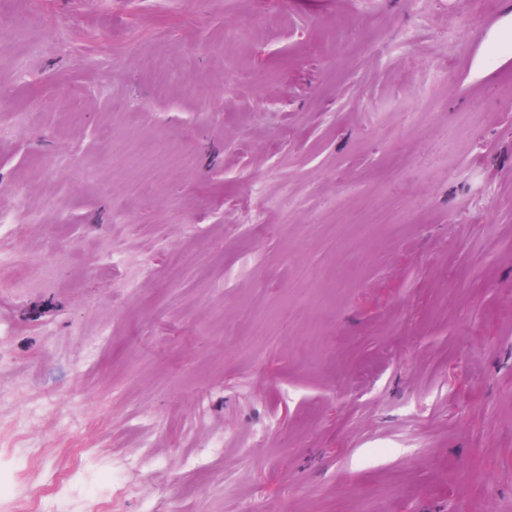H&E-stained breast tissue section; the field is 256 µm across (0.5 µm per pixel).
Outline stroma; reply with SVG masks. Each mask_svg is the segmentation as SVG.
I'll use <instances>...</instances> for the list:
<instances>
[{"label": "stroma", "instance_id": "1", "mask_svg": "<svg viewBox=\"0 0 512 512\" xmlns=\"http://www.w3.org/2000/svg\"><path fill=\"white\" fill-rule=\"evenodd\" d=\"M0 211V512H512V0H0Z\"/></svg>", "mask_w": 512, "mask_h": 512}]
</instances>
